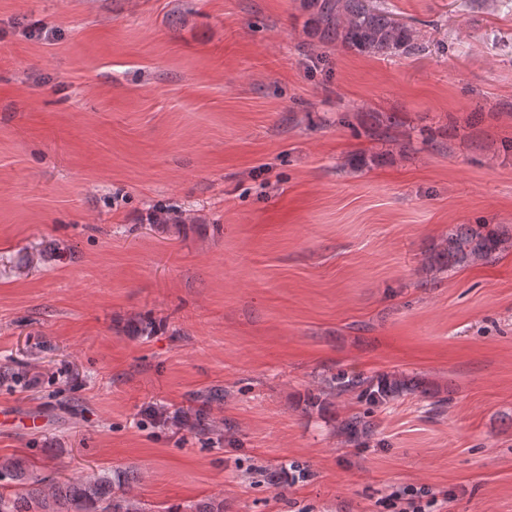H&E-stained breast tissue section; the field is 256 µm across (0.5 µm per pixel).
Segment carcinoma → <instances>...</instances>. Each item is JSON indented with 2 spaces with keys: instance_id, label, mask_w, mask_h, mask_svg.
I'll return each mask as SVG.
<instances>
[{
  "instance_id": "cac0c4a2",
  "label": "carcinoma",
  "mask_w": 512,
  "mask_h": 512,
  "mask_svg": "<svg viewBox=\"0 0 512 512\" xmlns=\"http://www.w3.org/2000/svg\"><path fill=\"white\" fill-rule=\"evenodd\" d=\"M303 5L311 12L313 35L324 44L369 55H412L420 51L416 31L396 19L381 0H303ZM365 132L372 140L390 141L395 120L373 112ZM509 250L512 232L505 227L458 224L427 257L425 269L437 276ZM326 388L340 396L353 393L366 405L337 427L344 442L362 444L374 436L371 410L416 392L419 383L403 375L375 381L359 372L339 370L327 379ZM0 512H144V508L128 496L125 483H113L105 472L83 480L61 481L46 489L41 480L29 477L25 462L16 458L0 463Z\"/></svg>"
}]
</instances>
